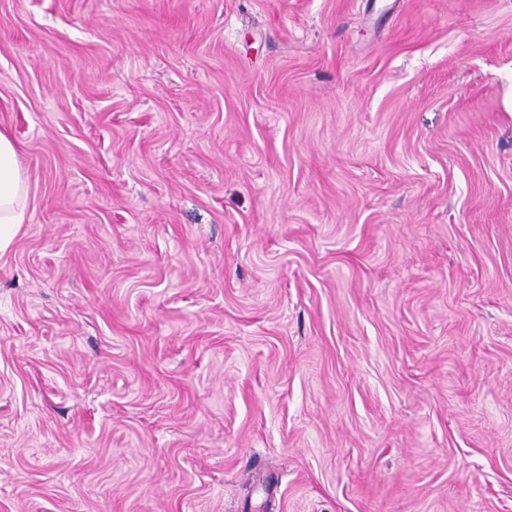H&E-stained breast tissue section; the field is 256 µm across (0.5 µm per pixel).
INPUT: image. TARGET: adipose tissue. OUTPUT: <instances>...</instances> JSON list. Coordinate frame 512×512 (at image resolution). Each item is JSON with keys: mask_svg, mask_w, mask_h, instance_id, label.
<instances>
[{"mask_svg": "<svg viewBox=\"0 0 512 512\" xmlns=\"http://www.w3.org/2000/svg\"><path fill=\"white\" fill-rule=\"evenodd\" d=\"M29 193V179L20 167L16 144L0 129V255L22 231Z\"/></svg>", "mask_w": 512, "mask_h": 512, "instance_id": "ef3b65f1", "label": "adipose tissue"}]
</instances>
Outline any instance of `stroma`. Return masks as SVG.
Instances as JSON below:
<instances>
[{
	"label": "stroma",
	"mask_w": 512,
	"mask_h": 512,
	"mask_svg": "<svg viewBox=\"0 0 512 512\" xmlns=\"http://www.w3.org/2000/svg\"><path fill=\"white\" fill-rule=\"evenodd\" d=\"M0 512H512V0H0ZM29 193V179L20 167L16 144L0 129V256L22 231Z\"/></svg>",
	"instance_id": "35a3bbf8"
}]
</instances>
